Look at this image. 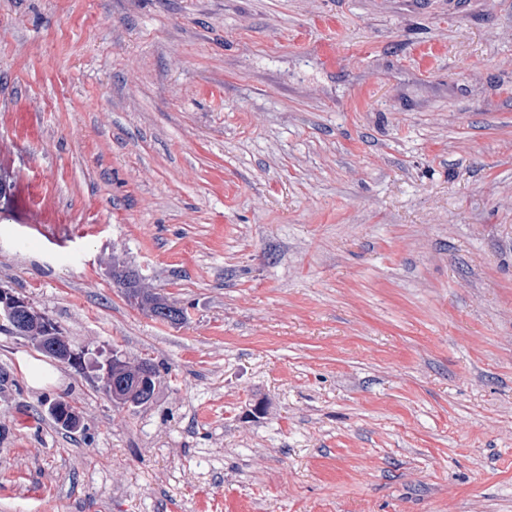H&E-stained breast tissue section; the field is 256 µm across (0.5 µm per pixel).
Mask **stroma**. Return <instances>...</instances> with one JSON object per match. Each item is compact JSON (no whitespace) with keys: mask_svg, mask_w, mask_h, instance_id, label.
I'll return each instance as SVG.
<instances>
[{"mask_svg":"<svg viewBox=\"0 0 512 512\" xmlns=\"http://www.w3.org/2000/svg\"><path fill=\"white\" fill-rule=\"evenodd\" d=\"M0 178V512H512V0H0ZM123 288L130 304L142 310L155 311L161 316V318L155 316V319L166 322L165 318L170 314H164L163 309L167 308L168 300L146 291L145 288H141L139 275L136 270L128 269L123 279ZM23 303L27 304V301H19L14 295L9 292H0V309L9 313L17 323L22 326L18 328L25 334H32L37 327L43 324V318L39 312H32L27 310ZM33 328H30V327Z\"/></svg>","mask_w":512,"mask_h":512,"instance_id":"obj_1","label":"stroma"}]
</instances>
